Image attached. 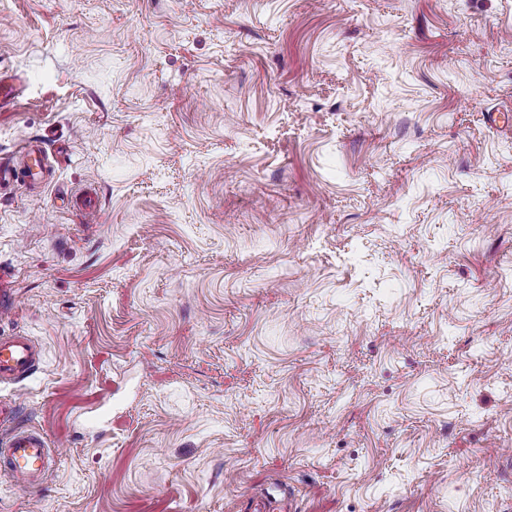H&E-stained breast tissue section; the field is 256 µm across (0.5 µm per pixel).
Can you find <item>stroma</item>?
<instances>
[{
  "mask_svg": "<svg viewBox=\"0 0 512 512\" xmlns=\"http://www.w3.org/2000/svg\"><path fill=\"white\" fill-rule=\"evenodd\" d=\"M0 73V512H512V0H0ZM42 152L40 150H32L29 152L31 157L30 165L22 167L19 171L16 168L11 167L9 163L5 161L0 162V183L9 181L10 179L18 180L20 177L28 179L30 181H36L41 178L43 174L42 165ZM41 358V350L27 336L1 335L0 385L21 383L36 371ZM52 449L42 434L15 427L0 439V474L20 480L31 488L43 485Z\"/></svg>",
  "mask_w": 512,
  "mask_h": 512,
  "instance_id": "35a3bbf8",
  "label": "stroma"
}]
</instances>
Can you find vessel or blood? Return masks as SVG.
I'll list each match as a JSON object with an SVG mask.
<instances>
[{
	"label": "vessel or blood",
	"mask_w": 512,
	"mask_h": 512,
	"mask_svg": "<svg viewBox=\"0 0 512 512\" xmlns=\"http://www.w3.org/2000/svg\"><path fill=\"white\" fill-rule=\"evenodd\" d=\"M30 165L17 169L0 162V183L17 178L35 181L43 174L42 154L30 153ZM42 358L41 350L26 336H0V385L18 384L31 376ZM12 409L0 404V425H11L12 430L0 439V474L20 480L32 488L41 487L49 469L52 450L39 432L14 424Z\"/></svg>",
	"instance_id": "obj_1"
}]
</instances>
